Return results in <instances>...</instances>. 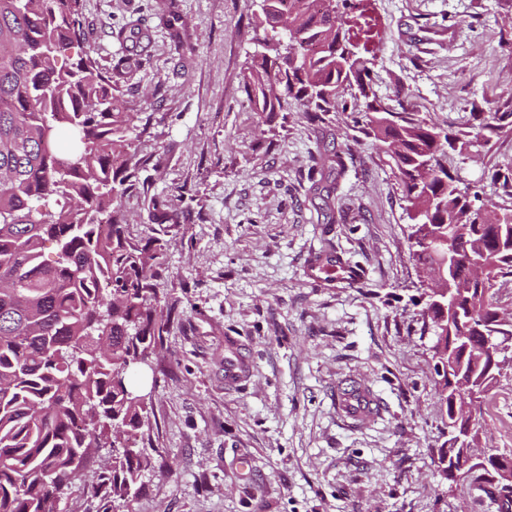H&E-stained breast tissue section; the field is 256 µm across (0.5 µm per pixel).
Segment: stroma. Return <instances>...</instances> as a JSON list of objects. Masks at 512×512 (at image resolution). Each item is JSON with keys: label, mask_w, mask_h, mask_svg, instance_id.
Listing matches in <instances>:
<instances>
[{"label": "stroma", "mask_w": 512, "mask_h": 512, "mask_svg": "<svg viewBox=\"0 0 512 512\" xmlns=\"http://www.w3.org/2000/svg\"><path fill=\"white\" fill-rule=\"evenodd\" d=\"M258 0H82L87 44L127 111L151 115L133 146L152 164L122 202L134 236L172 206L161 296L173 311L140 389L155 468L111 512H497L437 470L441 413L412 297L406 203L387 157L345 114L252 111L240 82ZM376 90H403L441 129L512 102V0H377ZM138 24L140 37H121ZM145 54L149 66L118 68ZM462 179L500 204L512 132L468 147ZM333 254L354 281H316ZM248 372L224 380L225 358ZM358 381L378 412L336 410ZM480 444L512 448V368L489 393Z\"/></svg>", "instance_id": "1"}]
</instances>
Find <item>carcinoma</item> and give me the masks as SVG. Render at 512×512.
I'll return each instance as SVG.
<instances>
[{"instance_id":"carcinoma-1","label":"carcinoma","mask_w":512,"mask_h":512,"mask_svg":"<svg viewBox=\"0 0 512 512\" xmlns=\"http://www.w3.org/2000/svg\"><path fill=\"white\" fill-rule=\"evenodd\" d=\"M311 2L260 0L264 35L241 84L262 114L294 104L319 125L332 112L360 113L409 214L426 212L432 240L417 243L420 262L435 261L448 225L466 233L454 251L461 321L445 320L426 288L420 301L436 338L442 423L467 430L484 411L469 415L456 390L491 364L484 332L497 325L496 283L512 277V205L484 221L479 191L454 165L471 141L379 99L376 0H322L317 10ZM137 117L83 46L81 0H0V512H58L76 481L98 512H110L108 503L139 494L154 467L136 379L139 360L163 346L171 309L158 288L165 244L132 237L122 206L147 163L129 138ZM509 126L512 111L497 112L476 136L487 142ZM492 179L512 201V168ZM482 253L491 259L488 284L470 269ZM109 440L112 461L85 478L84 463ZM438 472L512 512L511 478L484 467Z\"/></svg>"}]
</instances>
